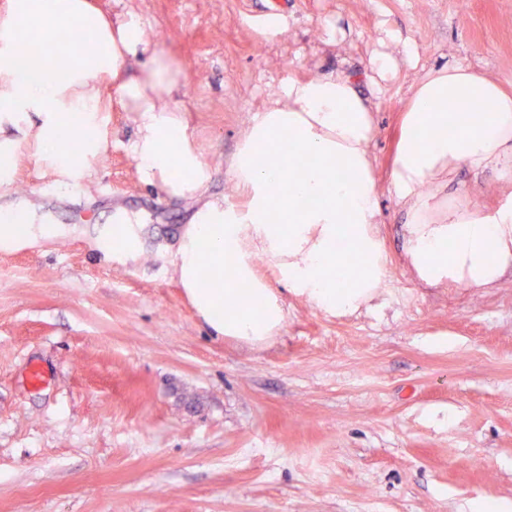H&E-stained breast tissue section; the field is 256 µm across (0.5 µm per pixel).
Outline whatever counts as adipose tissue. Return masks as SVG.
Masks as SVG:
<instances>
[{"label":"adipose tissue","mask_w":512,"mask_h":512,"mask_svg":"<svg viewBox=\"0 0 512 512\" xmlns=\"http://www.w3.org/2000/svg\"><path fill=\"white\" fill-rule=\"evenodd\" d=\"M91 34L88 54L57 49L59 33ZM141 18L106 19L87 0H8L0 17V181L26 143L38 164L70 179L85 176L105 149L98 86L108 82L138 114L131 150L144 183L172 196H193L212 178L176 115L177 83L165 58L140 59ZM456 114H449V106ZM373 101L343 71L289 79L252 116L224 168L246 203H205L184 227L175 275L213 335L259 342L285 313L254 271L262 254L283 280L317 307L352 312L382 277L372 226L379 221ZM69 150H62V141ZM283 153L268 168L256 153ZM462 168L499 175L496 204L441 196ZM390 189L407 218L404 256L428 285L484 288L512 266V93L485 73L446 64L414 84L401 119ZM352 245L339 253L338 243ZM357 260L352 283L339 287L330 268Z\"/></svg>","instance_id":"ef3b65f1"}]
</instances>
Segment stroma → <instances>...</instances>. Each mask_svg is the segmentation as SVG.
I'll return each instance as SVG.
<instances>
[{
	"label": "stroma",
	"mask_w": 512,
	"mask_h": 512,
	"mask_svg": "<svg viewBox=\"0 0 512 512\" xmlns=\"http://www.w3.org/2000/svg\"><path fill=\"white\" fill-rule=\"evenodd\" d=\"M140 15L149 51L178 70V116L213 176L173 197L139 181L136 113L101 91L108 151L61 185L31 149L0 183L1 213L56 233L0 249V512H473L512 507V272L491 288L420 286L389 188L411 86L468 65L512 91V0H89ZM397 39L383 41L384 31ZM415 66L387 81L378 53ZM344 67L376 104L384 274L372 308L332 314L255 262L285 311L263 342L216 339L179 286L180 229L232 196L224 161L250 112L287 80ZM136 258L105 257L117 210ZM41 383H33L32 370ZM110 228L100 240L101 248L107 253L121 254L134 258L139 247V234L135 224H110ZM115 226H120L123 231V244L116 248L112 245V232Z\"/></svg>",
	"instance_id": "obj_1"
}]
</instances>
